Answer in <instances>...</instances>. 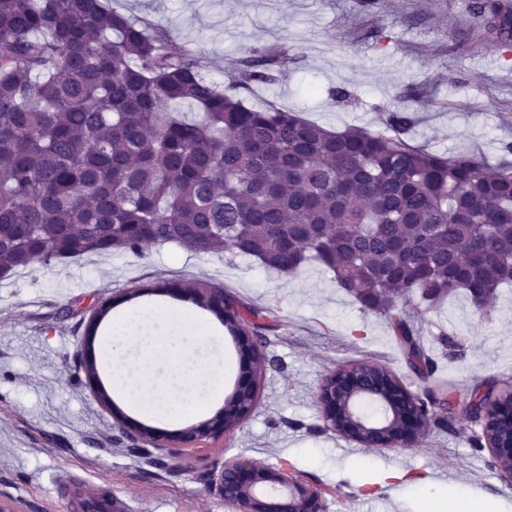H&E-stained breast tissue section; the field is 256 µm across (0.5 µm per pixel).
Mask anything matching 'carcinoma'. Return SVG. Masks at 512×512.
<instances>
[{
    "mask_svg": "<svg viewBox=\"0 0 512 512\" xmlns=\"http://www.w3.org/2000/svg\"><path fill=\"white\" fill-rule=\"evenodd\" d=\"M221 89L184 43L107 0H0V268L177 241L292 274L313 260L386 316L433 372L399 302L512 284V162L331 130ZM206 309L217 289L182 283Z\"/></svg>",
    "mask_w": 512,
    "mask_h": 512,
    "instance_id": "1",
    "label": "carcinoma"
}]
</instances>
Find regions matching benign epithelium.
<instances>
[{
  "label": "benign epithelium",
  "mask_w": 512,
  "mask_h": 512,
  "mask_svg": "<svg viewBox=\"0 0 512 512\" xmlns=\"http://www.w3.org/2000/svg\"><path fill=\"white\" fill-rule=\"evenodd\" d=\"M238 346L248 360V378L237 382L230 395L257 391L255 350L248 333L239 332ZM324 420L331 430L361 446L402 449L413 446L430 430L429 417L419 409L418 397L401 382L382 376L369 383L351 371L338 370L322 382L317 396ZM250 401L230 403L214 417L178 432L180 442L191 445L215 438L240 424L252 411ZM479 422L484 447L499 477L512 483V385L489 395ZM209 488L237 507V512H324L322 492L283 470L258 467L252 458L239 455L224 461L209 475Z\"/></svg>",
  "instance_id": "7a95c632"
}]
</instances>
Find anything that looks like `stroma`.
<instances>
[{"mask_svg": "<svg viewBox=\"0 0 512 512\" xmlns=\"http://www.w3.org/2000/svg\"><path fill=\"white\" fill-rule=\"evenodd\" d=\"M474 0H111L113 10L163 29L198 53L221 86L252 61L271 82L239 95L272 104L332 130L388 132L387 114L412 112L409 144L452 155H482L489 164L512 144V40L489 42ZM196 281L223 289L246 319L264 357L250 415L224 436L188 446L172 434L200 421L193 414L161 423L165 436L137 443L122 432L145 423L114 397L104 406L77 355L90 317L105 303L112 316L161 303L174 316H218L173 295ZM415 337L435 369L419 374L381 315L364 310L316 262L293 275L254 258L193 254L169 243L146 257L115 250L78 261L37 264L0 280V497L19 512H95L59 496L70 477L109 485L116 512H236L209 491L206 477L224 460L266 459L324 490L326 512H423L456 490L465 500L512 512L486 448L465 429L432 428L411 448H364L328 429L316 403L323 379L356 363L390 368L420 398L465 399L475 387L512 384V287L494 309L456 292L437 308H411Z\"/></svg>", "mask_w": 512, "mask_h": 512, "instance_id": "obj_1", "label": "stroma"}]
</instances>
